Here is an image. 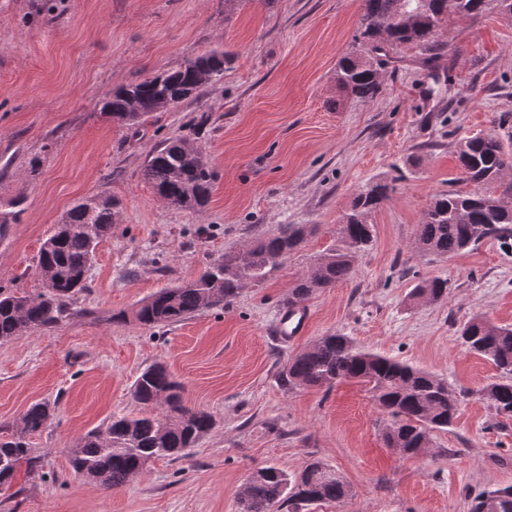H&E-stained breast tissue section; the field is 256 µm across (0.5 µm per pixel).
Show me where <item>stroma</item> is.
<instances>
[{"instance_id": "obj_1", "label": "stroma", "mask_w": 512, "mask_h": 512, "mask_svg": "<svg viewBox=\"0 0 512 512\" xmlns=\"http://www.w3.org/2000/svg\"><path fill=\"white\" fill-rule=\"evenodd\" d=\"M361 5L0 0V205L19 199L24 208L0 240V287L42 288L40 246L75 201L104 191L119 202L71 315L0 340V429L17 427L32 404L55 405L29 438L39 477H17L24 490L0 500V512H239L251 472L275 465L293 476L314 460L343 476L352 497L306 512H470L479 491L512 486V417L477 395L498 372L458 339L477 315L512 325V251L494 239L445 259L413 247L433 196L457 186L459 141L512 136L498 125L512 116V18H454L437 68L403 48L379 95L361 102L334 80ZM218 46L230 57L224 78L198 98L153 113L136 132L101 112L118 87ZM179 136L216 174L199 212L161 201L141 175L150 150ZM379 181L394 191L371 217L372 248L350 280L307 300L303 336L277 342L270 331L295 281L332 243L354 195ZM287 224L315 231L229 306L163 328L134 321L155 291ZM436 276L449 281L446 300L410 301ZM333 332L467 390L454 424L434 432L424 454L385 448V415L359 384L284 385L289 358ZM156 362L215 429L185 458L156 460L117 489L74 473L71 448L112 415L139 413L130 387Z\"/></svg>"}]
</instances>
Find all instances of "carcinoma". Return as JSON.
Returning <instances> with one entry per match:
<instances>
[{
    "instance_id": "cac0c4a2",
    "label": "carcinoma",
    "mask_w": 512,
    "mask_h": 512,
    "mask_svg": "<svg viewBox=\"0 0 512 512\" xmlns=\"http://www.w3.org/2000/svg\"><path fill=\"white\" fill-rule=\"evenodd\" d=\"M495 5L512 17V0H362L354 50L336 65V86L362 101L373 100L382 86L381 70L406 46L439 57L438 37L454 17H476ZM224 50L214 48L180 67L151 79L134 81L114 92L102 105L112 120L136 130L144 118L166 110L189 91L224 78ZM460 179L478 186L472 192L448 191L435 196L416 225L414 249L445 258L493 238L506 245L512 239V207L493 191L512 170V150L495 133L461 140L457 147ZM146 183L171 206L194 211L209 200L214 171L188 138H169L153 148L142 169ZM390 186L375 183L361 190L340 220L334 243L315 259L309 273L297 281L288 303L307 300L319 290L348 281L359 254L373 242L371 214L389 198ZM77 201L63 223L41 245L38 266L51 270L35 293L0 288V339L29 331H49L70 311L73 297L87 290L88 271L98 244L112 236L115 203ZM314 228L289 224L278 234L258 238L224 253L227 264L215 261L196 279L163 288L142 300L134 319L145 326L165 327L195 312L228 305L249 284L263 282L275 265L269 259L297 250ZM448 295V279L436 277L417 285L412 297L438 302ZM461 344L488 359L499 378L477 391L500 415L512 416V326H499L481 316L460 329ZM290 388L330 390L344 381L368 387L375 405L387 419L382 427L385 446L395 440L402 448L429 447L436 431L453 424L459 395L438 376L358 346L342 333L319 338L288 359L281 373ZM167 395L166 408L159 398ZM131 398L143 408L136 416L114 415L102 429L90 431L70 456L73 471L104 488L116 489L142 474L160 458L178 459L216 426L214 417L183 404L181 385L168 368L154 363L133 382ZM54 411L48 402L31 405L19 427L0 436V491L9 490L20 471L32 479L42 469L28 437L45 427ZM351 496L350 486L320 461L309 463L295 478L275 467L262 468L254 480L249 501L241 512H272L285 503L305 506L341 503ZM471 512H512V487L477 494Z\"/></svg>"
}]
</instances>
